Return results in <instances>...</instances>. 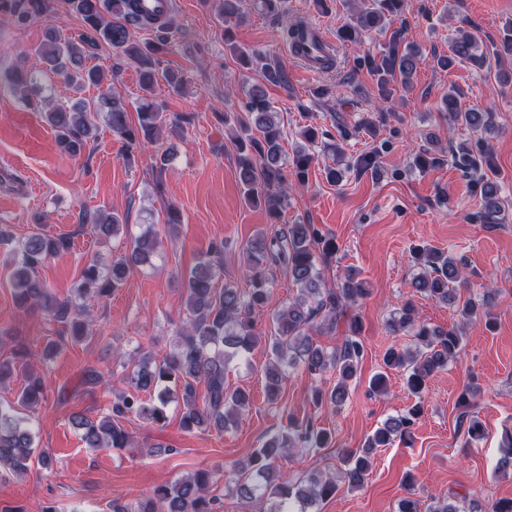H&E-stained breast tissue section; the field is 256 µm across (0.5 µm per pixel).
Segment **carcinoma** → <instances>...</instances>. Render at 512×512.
<instances>
[{
  "label": "carcinoma",
  "mask_w": 512,
  "mask_h": 512,
  "mask_svg": "<svg viewBox=\"0 0 512 512\" xmlns=\"http://www.w3.org/2000/svg\"><path fill=\"white\" fill-rule=\"evenodd\" d=\"M11 11L17 19L39 18L51 10L50 0H10ZM139 0H65L69 10L78 15L86 31L78 40L63 36L53 26L45 27L40 43L31 50L33 66L15 67L0 77V87L32 108L41 109V97L36 95L38 76L56 77L78 94L71 106L59 105L45 112V119L56 133L62 152L75 157L88 140L96 137L95 115L105 112L112 132L121 137L127 151L140 148L157 139L163 119V103L155 98L156 87L163 83L170 92L180 94L184 76L161 67L167 39L160 35L152 41L134 39L133 31L158 26L164 30L171 20L157 23V19L141 15ZM405 0H370L368 7L355 15L341 32V38L358 42L369 31L388 29L401 16ZM242 0H217V13L223 20L240 15ZM133 61L139 70L140 95L137 98V122H128L127 104L112 91L103 71L90 64L95 50L101 44ZM512 55V24L503 28L499 45L483 48L477 37L464 29L458 30L448 46V54L436 59L442 69L467 63L481 70L491 69L492 60ZM423 54L420 49L403 44L401 31H392L388 45L379 53L367 52L357 58V68L365 69L376 78L379 95L387 100L392 85L401 81L411 84ZM264 83L252 86L246 95V116H224V124L234 123V142L238 179L243 198L249 205H262L270 218H279L288 204L285 187L283 130L278 112L267 98L265 86L281 85L287 81L280 66L264 67ZM99 90L97 97L82 96L89 87ZM460 89L443 96L442 111L453 123H461L478 132L468 149L455 155L454 164L466 174H476L475 187L482 199L477 219L483 224H496L503 202L495 177L484 134L494 127V113L481 110L460 112L456 97ZM388 142L357 158L355 167L362 170L376 168L377 158L387 149ZM313 157L306 147L299 146L292 157V175L295 183L305 186ZM82 223L102 239H108L126 226V219L115 213L101 211L86 213ZM0 246H7V255L13 266L11 286L13 300L20 309L41 310L52 321L60 324V338L79 342L94 335L89 323L80 318L83 304L73 300L57 299L39 277L38 269L54 256L70 250L71 238L33 233L14 241L0 229ZM160 247L157 233L146 228L131 238L130 250L124 256L102 267L97 262L88 264L82 272V285L77 297L94 295L109 297L124 287L133 268L149 265ZM336 239L323 233L314 224H287L270 233H262L250 241L241 252L249 280V288L241 290L233 285L216 287L223 267L217 258L224 255V240L212 241L204 255L184 276L186 293V321L176 328L170 350L157 359L151 352L143 353L137 364L125 374L129 389L112 401L108 413L90 419L83 414L71 416L72 425L82 431V440L89 448H131L134 439L123 426L129 416L143 417L153 423L167 419L170 402L182 404L180 424L188 432L216 428L224 430L238 425L251 409L250 393L237 387L225 386L224 373L235 359H247L257 349L266 353L264 366L265 397L270 405L278 404L288 373L300 369L311 380H323L334 375L336 383L327 388H315L314 404L337 407L347 400L349 381L356 375L365 355L361 339L362 324L358 316L347 315L368 294L361 270L348 267L335 288L326 287L319 265L336 256ZM415 265L423 268L412 281L415 294L443 304L457 305L459 323L448 330L427 326L419 320L414 302L406 301L387 322L393 334L409 333L414 345L386 351L384 371L370 381L375 393L386 394L387 371H400L406 376V388L416 401L403 413L387 418L381 427L369 436L362 451L343 453L338 476L310 473L296 483L284 478L279 461L292 456L296 450L316 452L330 447L332 434L314 420L297 424L287 419V425L267 438L248 458L231 468V492L237 499L250 503L258 512H308L318 502L335 494L340 486L356 490L363 486L371 467L373 453L388 447L395 438L410 435L412 426L424 412L423 393L429 379L457 361L463 347V325L474 319L485 320L487 328L494 326L488 307L492 293L480 299H467L458 304L459 290L467 286L463 273V259L430 245H415L411 249ZM281 268L297 288L295 297L288 299L272 312L271 331L258 330L256 313L263 311L272 299L269 266ZM346 319L347 330L339 345L326 351L314 340L312 333L328 326L335 328ZM0 344L9 348V356L0 357V383L12 378L29 354V346L7 329L0 330ZM203 384L205 394L198 400L197 385ZM150 393V399L142 393ZM475 386L468 384L457 398L459 424H467L470 440L483 435L481 423L470 415ZM46 387L42 378L26 369L23 386L17 399L0 401V468L7 467L24 474L37 461L46 466L50 455L37 450L35 435L28 425L25 413L32 411L45 399ZM219 477L207 468L198 469L165 486L155 489L151 496L130 508L112 505V512H219L221 505L210 495V488Z\"/></svg>",
  "instance_id": "obj_1"
}]
</instances>
